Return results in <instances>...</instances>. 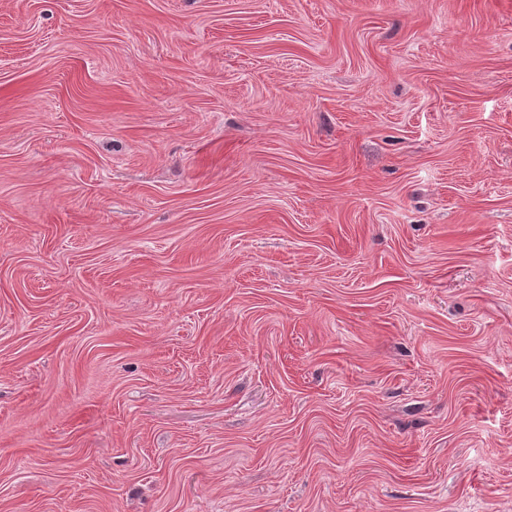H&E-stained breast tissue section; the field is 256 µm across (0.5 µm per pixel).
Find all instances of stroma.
Masks as SVG:
<instances>
[{
	"mask_svg": "<svg viewBox=\"0 0 512 512\" xmlns=\"http://www.w3.org/2000/svg\"><path fill=\"white\" fill-rule=\"evenodd\" d=\"M0 512H512V0H0Z\"/></svg>",
	"mask_w": 512,
	"mask_h": 512,
	"instance_id": "35a3bbf8",
	"label": "stroma"
}]
</instances>
